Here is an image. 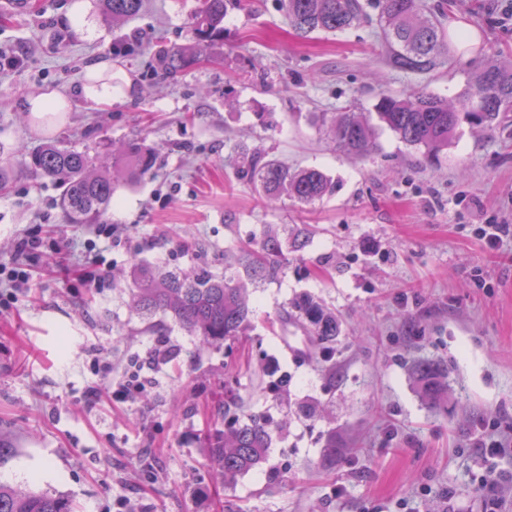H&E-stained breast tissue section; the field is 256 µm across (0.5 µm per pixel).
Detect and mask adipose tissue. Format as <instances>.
<instances>
[{"label":"adipose tissue","instance_id":"1","mask_svg":"<svg viewBox=\"0 0 512 512\" xmlns=\"http://www.w3.org/2000/svg\"><path fill=\"white\" fill-rule=\"evenodd\" d=\"M114 93L112 67L105 64L88 71L84 83L77 89L74 96L31 95L25 100V110L31 123L51 125L63 120L75 100H82L87 108L101 109L112 104Z\"/></svg>","mask_w":512,"mask_h":512}]
</instances>
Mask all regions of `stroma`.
Returning <instances> with one entry per match:
<instances>
[{"label":"stroma","instance_id":"35a3bbf8","mask_svg":"<svg viewBox=\"0 0 512 512\" xmlns=\"http://www.w3.org/2000/svg\"><path fill=\"white\" fill-rule=\"evenodd\" d=\"M71 2L0 11V48L24 56L0 73V165L16 170L0 191V267L20 238L36 241L28 285L0 282V427L16 450L0 480L62 494L76 512H485L476 441H512V235L492 247L478 229L512 225V112L490 128L461 124L431 163L381 128L371 153L339 151L328 121L372 111L383 93L452 100L483 68L512 64V0H424L480 33L459 63L424 74L387 66L373 23L298 36L279 0H226L223 40L203 44L188 27L200 0H144L119 25L89 0L80 33ZM192 46L202 63L166 74L160 50ZM104 63L111 107L29 122L28 95L70 94ZM102 139L143 143L157 165L116 182L101 223H65L57 183L17 166L50 141L108 165ZM241 144L320 168L336 187L310 205L267 201L239 172ZM268 224L307 243L289 248L277 280L250 283L243 336L205 345L132 308L134 263L238 275L241 246ZM93 258L110 272L87 289L79 273ZM302 295L335 313L331 349L286 319ZM160 342L143 396L113 399ZM423 361L447 368L446 407L422 402L412 368ZM224 385L237 395L229 410ZM228 412L273 430L262 464L221 486L205 436Z\"/></svg>","mask_w":512,"mask_h":512}]
</instances>
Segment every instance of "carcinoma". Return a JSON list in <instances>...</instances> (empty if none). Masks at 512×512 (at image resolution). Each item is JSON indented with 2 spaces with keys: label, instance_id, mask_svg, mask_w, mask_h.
Returning <instances> with one entry per match:
<instances>
[{
  "label": "carcinoma",
  "instance_id": "carcinoma-1",
  "mask_svg": "<svg viewBox=\"0 0 512 512\" xmlns=\"http://www.w3.org/2000/svg\"><path fill=\"white\" fill-rule=\"evenodd\" d=\"M110 20L120 23L136 16L143 0H102ZM288 22L302 36L315 32L343 33L362 22H376L388 47L389 63L398 70L428 73L451 59L448 33L438 18L422 15L421 0H283ZM377 11L371 16L369 10ZM225 0H203L191 15L190 28L199 42H213L224 35ZM200 56L183 49L163 52L162 66L169 74L181 71ZM512 110V66L492 65L481 70L454 102L423 90L403 96L382 95L374 105L379 121L402 142L424 150L432 161L448 148L463 122L484 124L499 113ZM336 146L351 154H366L375 146V127L362 115L344 111L332 124ZM243 172L258 179L268 200L285 194L312 204L332 193L330 178L318 168L290 170L258 151L243 148ZM119 162L131 183L151 173L153 153L139 142L123 150ZM21 167L31 174L51 178L62 188L60 207L68 224H98L113 193L112 173L96 167L85 152L48 143L24 157ZM257 249L243 252L245 273L250 279H276L286 256L277 232L263 229ZM137 288L133 308L145 315H171L187 330L213 345L244 333L249 315V295L244 283L234 276L216 275L200 267L195 271H164L148 264L133 270ZM291 315L306 321L318 339L331 342L338 335L336 316L304 296L293 303ZM419 393L430 404L448 400V373L424 364L417 373ZM270 424L254 417L238 421L208 438L213 472L224 482L260 464L268 448ZM0 512H74L72 503L47 490L0 483Z\"/></svg>",
  "mask_w": 512,
  "mask_h": 512
}]
</instances>
